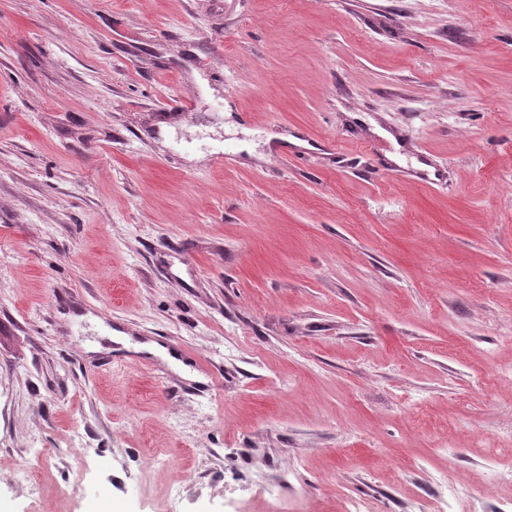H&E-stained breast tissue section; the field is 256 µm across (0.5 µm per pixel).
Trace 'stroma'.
Segmentation results:
<instances>
[{
	"mask_svg": "<svg viewBox=\"0 0 512 512\" xmlns=\"http://www.w3.org/2000/svg\"><path fill=\"white\" fill-rule=\"evenodd\" d=\"M505 469L512 0H0V512H512Z\"/></svg>",
	"mask_w": 512,
	"mask_h": 512,
	"instance_id": "obj_1",
	"label": "stroma"
}]
</instances>
